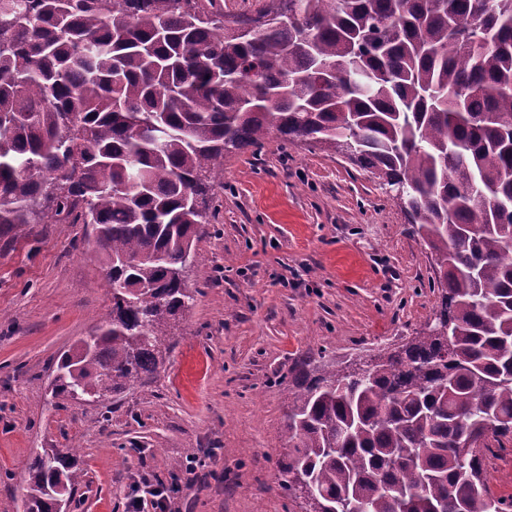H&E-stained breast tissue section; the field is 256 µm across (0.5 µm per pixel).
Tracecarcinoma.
<instances>
[{"label": "carcinoma", "instance_id": "carcinoma-1", "mask_svg": "<svg viewBox=\"0 0 512 512\" xmlns=\"http://www.w3.org/2000/svg\"><path fill=\"white\" fill-rule=\"evenodd\" d=\"M272 135L404 187L448 321L365 377L295 364L282 487L310 480L309 512H512L485 467L512 443V0H0V230L85 225L112 296L52 394L157 372L224 156ZM80 477L71 448L35 456L26 512Z\"/></svg>", "mask_w": 512, "mask_h": 512}]
</instances>
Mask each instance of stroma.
Segmentation results:
<instances>
[{
    "instance_id": "1",
    "label": "stroma",
    "mask_w": 512,
    "mask_h": 512,
    "mask_svg": "<svg viewBox=\"0 0 512 512\" xmlns=\"http://www.w3.org/2000/svg\"><path fill=\"white\" fill-rule=\"evenodd\" d=\"M215 205L163 366L94 403L52 395L60 356L112 306L85 226L0 235V512H23L35 453L72 447L83 477L68 512H127L143 476L181 478L173 512H305L280 485L289 371L423 335L435 264L371 173L274 137L225 157Z\"/></svg>"
}]
</instances>
